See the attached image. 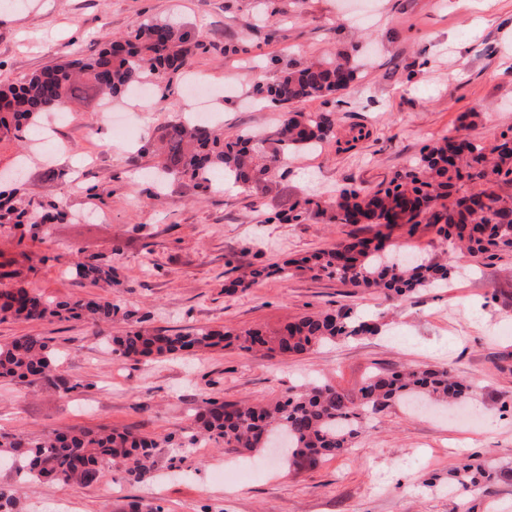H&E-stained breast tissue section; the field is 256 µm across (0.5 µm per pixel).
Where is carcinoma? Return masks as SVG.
<instances>
[{
  "label": "carcinoma",
  "mask_w": 512,
  "mask_h": 512,
  "mask_svg": "<svg viewBox=\"0 0 512 512\" xmlns=\"http://www.w3.org/2000/svg\"><path fill=\"white\" fill-rule=\"evenodd\" d=\"M198 47L199 40L183 28L136 23L124 36L90 54L67 57L17 83L0 85V143L21 139L47 112L70 110L89 89L103 98L116 97L139 86L146 71L161 81L185 67ZM360 68L353 49L292 69L273 83L256 84V96L283 109L271 138L252 131L230 137L220 125L187 119L163 126L153 145L161 157L160 170L205 189L217 169L245 191L267 185L276 177L282 156L314 149L334 137L336 113L305 112L299 105L340 94L356 81ZM466 184L480 189L460 192ZM505 185L512 186V129L491 140L459 133L444 136L386 184L373 190L342 187L328 201L305 198L269 217L277 223L299 224L312 213L328 211L336 225L363 224L369 229L366 235L351 231L328 248L288 260L278 272L285 277L292 271L313 278L326 276L391 300H406L427 288H445L454 275L448 258L400 254L395 251L394 232L412 237L420 225L432 227L450 252H464L475 262L512 253V194L499 193ZM66 217L64 208L54 205L49 211L26 199L17 188L0 191V227L25 226L36 240L44 225ZM67 272L81 288L121 285L112 264L100 259L73 258L67 262ZM266 275L267 267L256 268L249 280H235L225 292L244 291ZM119 311L112 300L99 295L51 300L17 282L0 288V320L82 321L102 334ZM378 333L376 319L345 304L296 317L274 336L258 328L238 333L199 328L166 334L139 327L123 336H110L108 341L113 350L131 359L193 354L226 344L288 356ZM0 378L40 382L64 395L81 388L60 369L50 340L39 335L0 345ZM476 388L475 382L459 381L446 368L400 365L369 375L355 400L325 380L311 382L271 404H224L207 399L180 443L173 433L158 440L103 428H72L27 442L21 440V431L1 432L0 464L10 463L24 485L48 481L90 485L112 468L128 483H147L155 478L156 449L181 450L205 438L222 441L241 454L285 438L288 460L295 462L349 450L369 420L396 403L465 405L474 398ZM448 475L457 491L470 494L487 491L509 473L484 460L465 463Z\"/></svg>",
  "instance_id": "cac0c4a2"
}]
</instances>
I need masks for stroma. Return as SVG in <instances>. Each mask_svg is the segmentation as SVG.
<instances>
[{
	"mask_svg": "<svg viewBox=\"0 0 512 512\" xmlns=\"http://www.w3.org/2000/svg\"><path fill=\"white\" fill-rule=\"evenodd\" d=\"M198 34L189 64L164 81L165 107L127 93L112 102L127 136L112 132L98 98L57 121L42 116L49 143L0 144V173L45 206L72 213L46 225L43 240L20 241L0 228V256L17 279L45 297L80 289L65 271L71 254L111 260L122 282L112 299L129 319L107 335L145 325L168 333L200 327L278 331L295 317L349 304L373 314L378 335L313 348L281 360L235 347L182 358L131 360L112 352L81 322H0V343L52 338L62 367L81 384L64 396L38 384L0 379V427L30 437L73 426L127 429L159 437L188 427L203 400L270 401L305 380L325 379L355 398L375 370L401 364L450 367L477 382L474 404L459 413H380L347 453L296 464L265 452L244 459L199 442L173 463L157 456L160 484H128L103 474L90 485L31 484L19 512H512V477L491 495L448 492V472L467 458L512 467V254L451 262L461 275L399 303L353 292L340 282L275 273L226 296L244 270L331 246L340 229L328 215L299 224L270 222L296 201L328 199L337 188L388 181L421 149L466 127L488 140L512 128V0H0V84L16 83L70 52L126 33L139 21ZM236 53H226V46ZM364 49L359 78L336 100L310 102L336 113V139L279 163L275 182L228 189L222 173L203 190L185 179L158 187L157 160L144 147L164 124L189 112L191 79L214 92L212 109L233 135L271 133L280 110L253 87L296 64L336 50Z\"/></svg>",
	"mask_w": 512,
	"mask_h": 512,
	"instance_id": "stroma-1",
	"label": "stroma"
}]
</instances>
